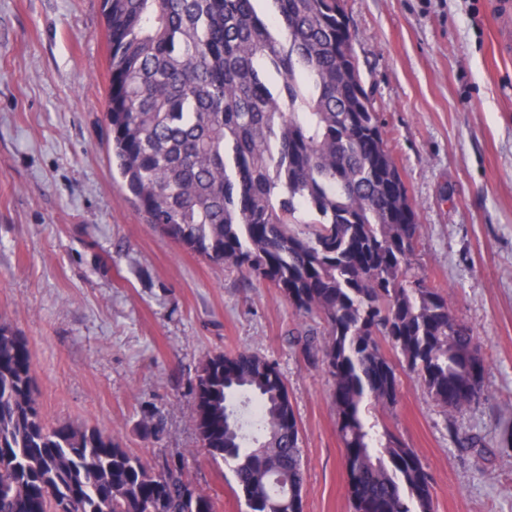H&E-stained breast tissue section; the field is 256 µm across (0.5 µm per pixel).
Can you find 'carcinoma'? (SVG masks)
<instances>
[{
	"mask_svg": "<svg viewBox=\"0 0 512 512\" xmlns=\"http://www.w3.org/2000/svg\"><path fill=\"white\" fill-rule=\"evenodd\" d=\"M344 0H103L112 162L147 223L276 288L328 339L291 343L332 380L352 512H433L392 406L388 346L437 406L483 396L480 346L415 267L408 188L361 77ZM200 447L246 512H304L300 427L275 363L211 354L192 389ZM0 512H216L180 462L41 414L25 336L0 323Z\"/></svg>",
	"mask_w": 512,
	"mask_h": 512,
	"instance_id": "obj_1",
	"label": "carcinoma"
}]
</instances>
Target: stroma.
<instances>
[{
  "mask_svg": "<svg viewBox=\"0 0 512 512\" xmlns=\"http://www.w3.org/2000/svg\"><path fill=\"white\" fill-rule=\"evenodd\" d=\"M491 0H344L362 79L421 226L416 264L477 336L485 394L443 412L398 370L369 407L418 453L435 512H512V55ZM102 0H0V321L27 337L42 415L181 458L217 512H245L198 450L191 394L210 354L278 366L302 437L305 512H351L332 380L289 343L324 322L184 251L112 173ZM162 418L158 436L142 425Z\"/></svg>",
  "mask_w": 512,
  "mask_h": 512,
  "instance_id": "obj_1",
  "label": "stroma"
}]
</instances>
